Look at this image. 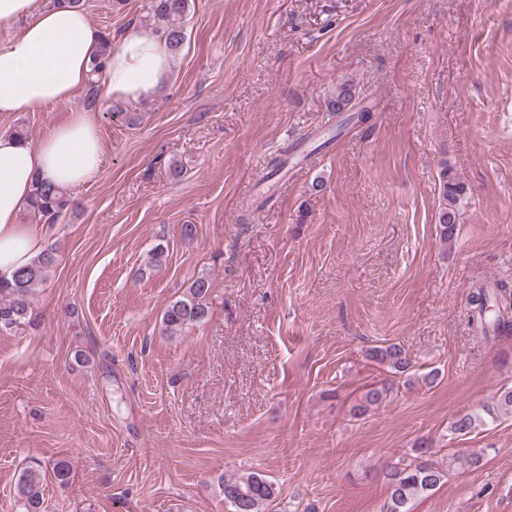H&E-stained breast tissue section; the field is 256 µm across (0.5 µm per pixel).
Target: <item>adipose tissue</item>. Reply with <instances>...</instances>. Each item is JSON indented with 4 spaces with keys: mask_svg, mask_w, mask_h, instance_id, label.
Listing matches in <instances>:
<instances>
[{
    "mask_svg": "<svg viewBox=\"0 0 512 512\" xmlns=\"http://www.w3.org/2000/svg\"><path fill=\"white\" fill-rule=\"evenodd\" d=\"M18 20L22 28L0 46V112L38 110L86 86L100 40L82 8L41 10L36 0H0V23ZM171 65L164 40L129 27L106 60L101 93L139 102L167 83ZM103 160L101 128L89 111L70 113L34 143L0 134V275L11 276L43 249L44 225L21 220L34 181L76 189L97 174Z\"/></svg>",
    "mask_w": 512,
    "mask_h": 512,
    "instance_id": "1",
    "label": "adipose tissue"
}]
</instances>
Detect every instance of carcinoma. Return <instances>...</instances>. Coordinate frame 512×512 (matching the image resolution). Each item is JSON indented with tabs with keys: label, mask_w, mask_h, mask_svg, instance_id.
<instances>
[{
	"label": "carcinoma",
	"mask_w": 512,
	"mask_h": 512,
	"mask_svg": "<svg viewBox=\"0 0 512 512\" xmlns=\"http://www.w3.org/2000/svg\"><path fill=\"white\" fill-rule=\"evenodd\" d=\"M190 8V0H149L144 21L164 38L171 56H178L186 42L182 24ZM100 52L91 67L86 85L84 103L87 107L97 105V88L102 78L106 58L112 52V36L100 33ZM359 100V91L351 81L336 84V89L326 98V110L338 114L351 110ZM292 147H285L269 161L266 178L280 173L288 164ZM440 207L437 212L439 237L448 243L453 241L459 224V203L465 194L464 185L444 169L439 176ZM29 210L48 224H55L73 210L66 189L44 180H35ZM55 263L52 250L40 253L33 262L16 270L11 277H0V330H12L27 326L35 320L33 295ZM211 284L200 277L194 280L181 297L166 308L161 332L165 336H176L188 328L203 323L209 315ZM471 322L483 334L485 342L501 341L512 337V285L496 282L490 286L477 285L468 292ZM371 358L387 366L395 374L411 371L412 361L405 349L398 344L375 349ZM386 384L374 385L363 395L354 408L353 416L361 417L371 408L379 405L386 397ZM485 413L512 414V388L501 392ZM484 419L471 414H460L451 423L454 434L466 435ZM45 472L41 465H29L18 474L14 494L22 512H45L42 485ZM388 486L386 512H411V503L418 498L432 494L448 478V472L429 459L417 463L406 462L402 457L389 461L384 468ZM279 487L268 476L251 471L237 474L224 480V501L231 512H266L277 499Z\"/></svg>",
	"instance_id": "cac0c4a2"
}]
</instances>
